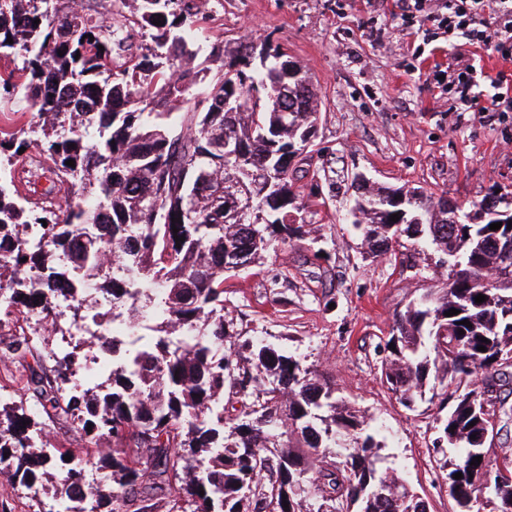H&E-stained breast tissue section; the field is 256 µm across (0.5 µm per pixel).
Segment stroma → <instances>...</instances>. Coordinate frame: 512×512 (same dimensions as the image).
I'll use <instances>...</instances> for the list:
<instances>
[{"instance_id":"1","label":"stroma","mask_w":512,"mask_h":512,"mask_svg":"<svg viewBox=\"0 0 512 512\" xmlns=\"http://www.w3.org/2000/svg\"><path fill=\"white\" fill-rule=\"evenodd\" d=\"M208 43L270 38L297 61L320 95L313 168L323 202L314 259L308 245H279L263 267L228 274L224 305L243 340L263 339L317 365L338 395L386 429L387 464L428 504L454 512L432 451L440 401L404 407L382 384L380 364L397 312L442 287L429 250L370 260L341 218L354 174L384 186L410 185L467 206L512 193V112L487 122L458 111L432 69L454 54L444 40L395 14L393 0H203Z\"/></svg>"}]
</instances>
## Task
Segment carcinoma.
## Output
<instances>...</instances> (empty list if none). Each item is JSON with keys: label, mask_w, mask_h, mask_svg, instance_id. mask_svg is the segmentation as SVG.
<instances>
[{"label": "carcinoma", "mask_w": 512, "mask_h": 512, "mask_svg": "<svg viewBox=\"0 0 512 512\" xmlns=\"http://www.w3.org/2000/svg\"><path fill=\"white\" fill-rule=\"evenodd\" d=\"M121 4L128 16L114 27L77 0H0V52L23 58L18 77L0 79V156L49 174L33 183L35 200L0 167V316L23 321L3 354L34 361L11 377L25 401L0 403V476L34 489L38 505L44 480L54 500L78 504L90 490L95 512H427L383 466L385 439L364 413L284 349L260 340L242 354L224 307V275L265 264L278 243L319 240L298 191L307 170L288 163L318 120L310 77L288 80L266 38L214 44L196 63L200 0ZM132 31L136 63L116 66ZM18 97L32 109L22 125L8 107ZM226 138L240 156H224ZM247 164L272 180L251 187ZM397 193L356 187L365 253L451 245L458 259L444 287L397 313L380 381L408 409L447 403L440 468L455 512H475L482 488L493 512H512V481L498 483L484 459L471 464L492 420L512 418V255L495 243L512 229H489L484 197L450 244L436 223L442 197ZM89 310L101 326L128 318L138 339L94 336L112 367L78 394L82 347L56 337ZM224 399L238 414L224 415ZM43 418L99 449L104 485L35 445Z\"/></svg>", "instance_id": "1"}]
</instances>
